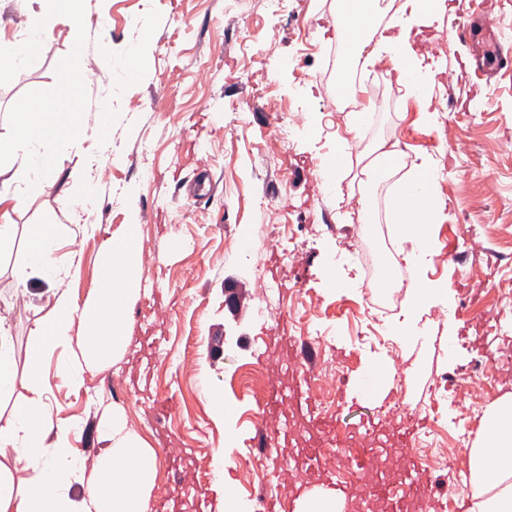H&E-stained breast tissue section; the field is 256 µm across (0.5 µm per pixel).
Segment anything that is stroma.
Wrapping results in <instances>:
<instances>
[{"label":"stroma","instance_id":"1","mask_svg":"<svg viewBox=\"0 0 512 512\" xmlns=\"http://www.w3.org/2000/svg\"><path fill=\"white\" fill-rule=\"evenodd\" d=\"M442 23L423 27L418 47L440 45L449 83L437 84L431 100L406 95L388 55L368 58L371 81H355L370 97L373 81L385 91L375 100L369 133L352 142L331 179L313 171L346 134L348 120L334 116L337 91L336 0H87L84 38L75 42L67 20L52 21V36L31 61L10 57V77L0 82V133L12 130L23 100L55 88L59 67L99 71L112 52L109 81L85 87L82 118L95 125L102 104L112 106V161L101 180L90 161L95 138L81 152L59 146L62 171L41 194L11 212L15 235L0 250V322L14 339L17 376L0 413L28 394L27 351L36 324L51 317L38 278L20 282L32 224H55L61 247L57 271L66 288L85 299L95 288L103 246L127 224L139 227L142 282L130 309L131 337L125 356L87 392H76L56 375L58 355L45 363L56 416L80 421L71 444L81 452L98 446V404L122 406L131 427L158 449L159 469L151 508L207 512L232 491L236 512H254L257 496L284 492V478L303 454L283 438L257 446L256 421L267 396L248 388L245 372L263 369L269 383L287 381L288 356L266 352L279 332L298 325L330 326L329 358L345 372L328 416L371 436L384 420L405 415L434 420L439 384L447 376L470 377L473 361L498 358L512 348V322L490 316L488 301L512 281V70L493 79L464 67L468 48L451 37L464 21L460 0H445ZM138 51L137 67L124 60ZM236 111L239 139L224 133V117ZM439 111L443 125L427 127L422 113ZM318 119L317 128L292 130L277 155L263 147L267 130L296 112ZM471 144L458 155L452 143ZM399 142L408 160L430 154L439 173L446 221L431 228L432 255L423 269L431 282H447L453 303L470 314L447 327L441 307L429 313L433 332L421 355L360 343L364 296L370 290L356 265H334L337 250L386 257L394 273L404 259L390 199L405 178L399 168L372 195L377 222L364 236L357 204L337 207V195L355 194L360 160L375 145ZM92 181L97 199L89 209L94 233L72 222L73 182ZM270 202L267 214L261 202ZM298 226L303 248L297 263L284 265L266 247L274 221ZM466 255L465 263L451 259ZM236 308L224 304L226 289ZM391 366L404 384H391L379 398L362 400L354 390L371 363ZM119 381L121 393L106 389ZM512 391V362L500 366L496 385L474 403L446 409L448 430H478L486 406Z\"/></svg>","mask_w":512,"mask_h":512}]
</instances>
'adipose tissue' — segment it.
<instances>
[{
	"label": "adipose tissue",
	"instance_id": "ef3b65f1",
	"mask_svg": "<svg viewBox=\"0 0 512 512\" xmlns=\"http://www.w3.org/2000/svg\"><path fill=\"white\" fill-rule=\"evenodd\" d=\"M28 39L14 48L18 57L33 58L50 38L49 13L65 17L75 42L83 40L84 0H18ZM397 39L371 42L369 35L378 16V0H337V85L341 94L353 89L350 67L364 50L392 56L398 82L417 98L431 97L436 78L411 45L414 28L444 15V0H403ZM62 84L48 95L23 102L11 133L0 134V160H8L22 175V186L9 199L21 202L53 183L59 173V144L81 150L87 131H94L104 148L112 146L107 116L87 128L76 110L72 89L79 79L70 67L61 70ZM65 111H58V103ZM0 194V203L4 202ZM392 212L401 243L410 244L405 258L415 271L408 284L409 309L389 333L403 346H415L426 334L419 321L432 307L447 305L449 284H430L420 272L430 253L432 225L445 220L435 163L418 155L409 177L394 193ZM59 242L56 225L33 224L28 229L31 267L49 269ZM141 251L137 225L108 240L100 265L98 285L78 301L56 280H49L47 303L50 321L32 332L28 352V396L16 402L0 422V512H150L151 492L158 473V456L150 444L132 430L123 408L97 425L103 448L89 454L72 447L77 424L56 418L44 384L43 362L56 349L65 356L58 376L74 391L90 390L94 379L126 351L131 322L129 307L139 280ZM471 504L466 512H512V392L486 409L478 437L467 453Z\"/></svg>",
	"mask_w": 512,
	"mask_h": 512
}]
</instances>
